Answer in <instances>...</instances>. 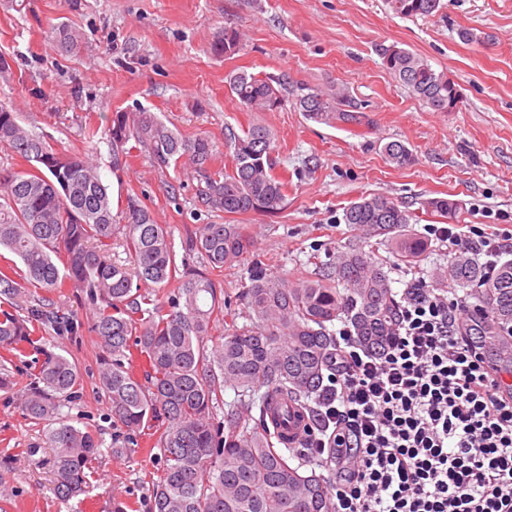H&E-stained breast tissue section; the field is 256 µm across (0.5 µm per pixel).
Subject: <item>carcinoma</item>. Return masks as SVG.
I'll use <instances>...</instances> for the list:
<instances>
[{"label":"carcinoma","instance_id":"cac0c4a2","mask_svg":"<svg viewBox=\"0 0 512 512\" xmlns=\"http://www.w3.org/2000/svg\"><path fill=\"white\" fill-rule=\"evenodd\" d=\"M387 4L404 18L434 16L443 8L441 0ZM56 41L70 52L80 36L63 29ZM241 48V35L233 28L212 44V51L224 56ZM380 57L384 68L433 111L456 110V84L447 73L396 45L381 48ZM228 86L250 112L277 110L287 91L282 79L245 71L230 75ZM294 101L307 118L321 123H365V114L342 94L301 87ZM131 142L147 149L162 169L189 165L198 197L219 217L250 211L274 215L286 206L288 183L276 173L273 137L262 125L227 135L229 170L215 165L210 137H185L145 109L112 113V152L129 153ZM0 147L28 163L22 171L0 170V249L24 267L18 279L0 269V305H6L0 311V347L37 353L22 408L29 419L49 425L56 497L86 499L90 465L101 448L90 430L59 416L62 402L80 386L78 362L32 338L39 324L72 336L81 324L43 302L26 307L24 317L11 312L33 287L47 292L70 287L83 295L89 331L101 348L99 387L112 419L127 431L112 454L131 453L141 428L161 424L162 475L152 488L150 512H335L330 478L312 463L309 449L281 447L275 431L301 416L308 428L318 425L315 402L332 370L337 320L345 319L369 352L378 354L387 344L398 303L383 265L362 251H348L315 278L289 283L257 270L238 296L248 311V323L239 326L233 301L221 297L214 272L233 266L252 247L244 225H198L190 246L204 254L206 269L181 267L167 225L156 223L133 196L124 209L113 211L109 185L88 156L54 149L3 106ZM382 152L398 166L412 159L400 141L385 143ZM425 206L447 218L460 209L444 197ZM410 220L402 205L376 194L352 202L343 213L344 223L389 239L397 254L413 261L427 243L406 233ZM116 247L123 248L126 262L112 259ZM60 253L61 267L54 260ZM447 278L476 289L487 333L504 357H512V261L498 265L490 277L476 258L462 253L448 262ZM170 286L167 305H159L156 289ZM219 316L231 319V325L215 337L212 324ZM135 355L147 366L142 380L126 366ZM227 387L234 400L219 420L217 408Z\"/></svg>","mask_w":512,"mask_h":512}]
</instances>
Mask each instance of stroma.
I'll use <instances>...</instances> for the list:
<instances>
[{
    "label": "stroma",
    "instance_id": "stroma-1",
    "mask_svg": "<svg viewBox=\"0 0 512 512\" xmlns=\"http://www.w3.org/2000/svg\"><path fill=\"white\" fill-rule=\"evenodd\" d=\"M442 2L437 15L401 18L385 0H0V105L55 149L92 158L114 191L115 208L137 196L157 223L168 225L178 256L199 269L205 257L186 251L185 242L216 217L199 201L196 179L158 167L145 151L114 157L112 115L145 108L183 136L210 135L221 166L230 161L226 130L266 126L288 171L287 206L275 216L225 215V223L245 225L253 237L249 254L219 277L225 296L237 297L248 285L253 264L292 281L321 273L353 249L383 263L392 290L418 276L444 288L448 245L428 227L448 220L426 208L428 199L460 201V231L474 226L496 241L512 239V0ZM62 26L81 36L73 53L58 52L50 41ZM227 27L244 35L231 57L211 50ZM463 29L482 43H463ZM382 44L417 52L446 72L462 96L456 111H433L398 83L376 52ZM240 71L284 77L292 93L302 85L330 96L344 91L370 123H317L290 101L274 112L245 111L228 87L229 75ZM392 140L411 150L409 164L386 159L381 147ZM374 193L412 214L409 231L428 242L416 262L402 261L385 238L344 224V209ZM35 336L81 362L82 383L60 415L94 429L102 451L84 504L59 501L47 427L27 419L20 404L31 359L0 349V375L10 380L0 388L6 512H113L117 498L125 512H149L161 475L156 429L141 431L131 454L113 456L122 427L109 418L98 388L94 334L60 336L46 325Z\"/></svg>",
    "mask_w": 512,
    "mask_h": 512
}]
</instances>
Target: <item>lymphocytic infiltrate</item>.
I'll return each mask as SVG.
<instances>
[{
	"instance_id": "1",
	"label": "lymphocytic infiltrate",
	"mask_w": 512,
	"mask_h": 512,
	"mask_svg": "<svg viewBox=\"0 0 512 512\" xmlns=\"http://www.w3.org/2000/svg\"><path fill=\"white\" fill-rule=\"evenodd\" d=\"M398 310L380 354L338 331L313 443L336 512H512V386L468 296L418 280Z\"/></svg>"
}]
</instances>
